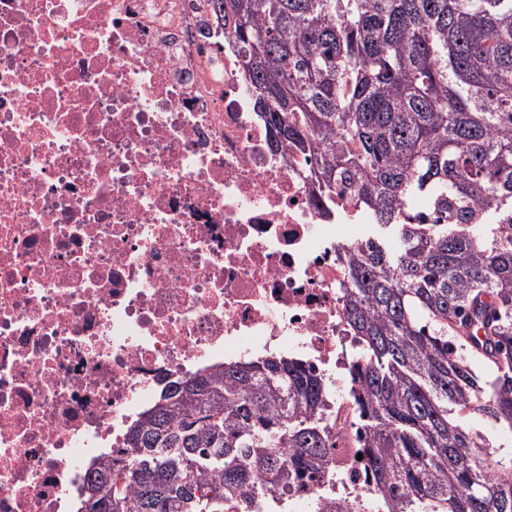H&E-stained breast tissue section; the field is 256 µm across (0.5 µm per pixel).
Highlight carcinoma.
<instances>
[{
  "mask_svg": "<svg viewBox=\"0 0 512 512\" xmlns=\"http://www.w3.org/2000/svg\"><path fill=\"white\" fill-rule=\"evenodd\" d=\"M254 59L260 116L311 158L315 198L353 189L372 223L347 252L349 369L385 512H512V0H214ZM453 204L424 224L408 203ZM478 323L483 338L463 329ZM491 372L479 376L471 360ZM327 390L288 357L224 365L160 395L132 454L94 471L78 512H224L321 476ZM470 423L489 437L493 444L495 458H512V438L507 433L500 431L486 417L473 414Z\"/></svg>",
  "mask_w": 512,
  "mask_h": 512,
  "instance_id": "carcinoma-1",
  "label": "carcinoma"
}]
</instances>
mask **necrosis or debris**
<instances>
[{
  "mask_svg": "<svg viewBox=\"0 0 512 512\" xmlns=\"http://www.w3.org/2000/svg\"><path fill=\"white\" fill-rule=\"evenodd\" d=\"M212 0H0V512H75L169 386L269 355L327 385L320 482L381 512L343 294L352 191L272 147Z\"/></svg>",
  "mask_w": 512,
  "mask_h": 512,
  "instance_id": "necrosis-or-debris-1",
  "label": "necrosis or debris"
}]
</instances>
